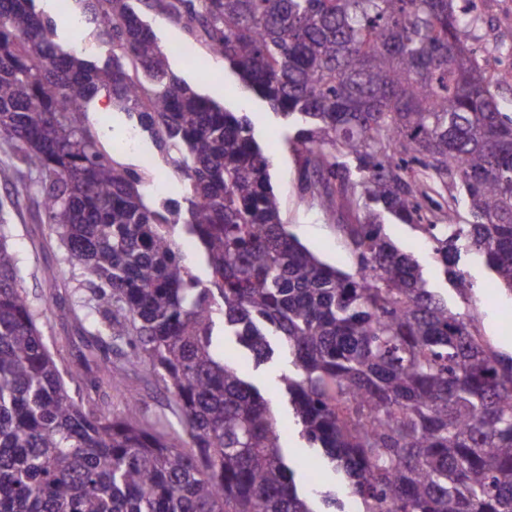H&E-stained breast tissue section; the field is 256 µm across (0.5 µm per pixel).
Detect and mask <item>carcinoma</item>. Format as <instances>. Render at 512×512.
Instances as JSON below:
<instances>
[{
	"instance_id": "1",
	"label": "carcinoma",
	"mask_w": 512,
	"mask_h": 512,
	"mask_svg": "<svg viewBox=\"0 0 512 512\" xmlns=\"http://www.w3.org/2000/svg\"><path fill=\"white\" fill-rule=\"evenodd\" d=\"M35 0H0V137L28 171L44 223L96 289L108 335L172 394L192 447L68 390L21 287L0 224V512H346L304 490L270 403L214 342L259 361L281 340L300 435L348 479L362 512H512V354L448 307L390 221L419 230L457 291L481 257L512 295V116L490 53L469 44L470 0H138L184 23L288 121L302 197L337 223L355 272L322 261L283 222L270 158L247 115L171 69L133 0H74L112 44L87 59L56 40ZM101 90L182 178L157 207L146 172L117 162L89 125ZM462 201L467 218L453 219ZM448 211V223L431 215ZM196 239L206 285L173 238Z\"/></svg>"
}]
</instances>
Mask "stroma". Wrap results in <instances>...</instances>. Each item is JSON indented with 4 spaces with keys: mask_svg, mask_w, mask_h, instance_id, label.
<instances>
[{
    "mask_svg": "<svg viewBox=\"0 0 512 512\" xmlns=\"http://www.w3.org/2000/svg\"><path fill=\"white\" fill-rule=\"evenodd\" d=\"M477 22L471 32L473 43L500 52L495 65L496 94L502 111L512 114V0H477ZM38 10L49 15L60 39L80 37L88 44L91 57L106 60L112 47L96 35L94 25L80 20L76 10H62L56 0H37ZM172 70L198 94L209 97L232 112H243L253 123L254 134L270 157L271 184L281 201L282 218L290 224L301 241L315 254L345 271H353L345 240L336 225L326 222L318 207L302 200L297 186V164L288 150L287 124L258 96L246 92L238 76L226 68L221 57H207L199 68L189 58L172 54ZM89 121L101 132L105 145L122 142L129 134L130 123L125 113L113 110L107 93H99L90 103ZM118 161L135 169L146 170L150 179L176 182L177 177L163 162L161 154L149 137H141L134 150L118 154ZM40 198L24 189L19 182L0 181V224L6 225L8 243L14 251L21 271V286L31 307L39 314L38 327L44 343L62 362L70 364L87 350L91 339L73 323L55 315L59 304L84 309L91 295L80 267L67 260V248L53 229L40 221ZM388 236L421 264L431 286L450 308L475 310L476 326L496 350L512 353V296L496 288L493 276L483 260L473 254H462L458 266L473 284L469 296H461L451 279L445 275L423 235L405 224H386ZM214 344L217 350H234L244 370V378L257 386L269 399L283 448L299 462L296 479L308 487L333 490L344 494L347 479L342 472L327 466L319 449L309 447L300 436L299 428L288 403L280 378L291 365L283 353L265 363H257L253 354L239 345L235 337L216 328ZM71 395L78 400L104 404L112 415L125 411L128 395H136L142 416L150 422L178 426L179 418L171 395L162 383L146 370L132 376L127 387L110 385L98 370L89 364L80 379L70 382Z\"/></svg>",
    "mask_w": 512,
    "mask_h": 512,
    "instance_id": "obj_1",
    "label": "stroma"
}]
</instances>
